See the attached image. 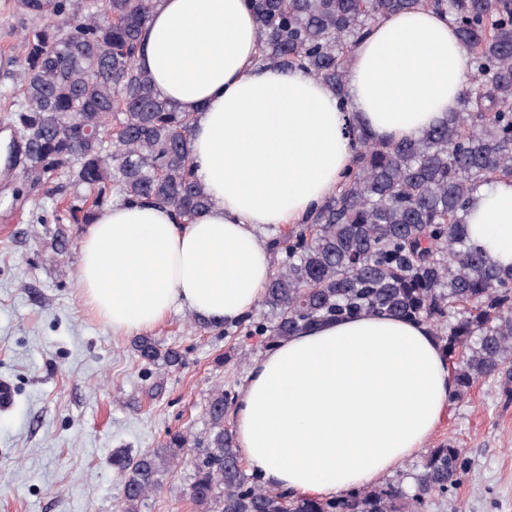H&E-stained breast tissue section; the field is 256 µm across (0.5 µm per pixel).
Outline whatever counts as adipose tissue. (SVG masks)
Instances as JSON below:
<instances>
[{"label":"adipose tissue","mask_w":512,"mask_h":512,"mask_svg":"<svg viewBox=\"0 0 512 512\" xmlns=\"http://www.w3.org/2000/svg\"><path fill=\"white\" fill-rule=\"evenodd\" d=\"M244 0H157L136 57L160 96L192 117V166L212 204L178 224L166 207L115 203L80 245L83 303L114 334H147L174 309L213 324L253 310L272 275L259 227L301 223L352 162L347 130L420 136L459 108L471 71L448 14L388 17L353 48L348 111L304 70L256 63ZM512 267V180L481 188L468 226ZM453 371L429 327L353 316L288 337L251 371L234 425L249 473L329 499L392 472L446 412Z\"/></svg>","instance_id":"ef3b65f1"}]
</instances>
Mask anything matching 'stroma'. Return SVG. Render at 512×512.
<instances>
[{
  "label": "stroma",
  "instance_id": "obj_1",
  "mask_svg": "<svg viewBox=\"0 0 512 512\" xmlns=\"http://www.w3.org/2000/svg\"><path fill=\"white\" fill-rule=\"evenodd\" d=\"M16 2L0 0V57H16L26 30L39 25L17 19ZM23 184L19 169L0 177V381L14 390L13 404L0 408V512H120L112 450L152 449L175 431L206 439L215 385L241 390L268 348L258 336L200 331L182 310L154 336L184 351V367L142 364L132 336L113 335L83 304L79 247L54 259L50 234L33 223L52 199L12 202ZM446 441L464 448L470 471L426 512H512V404L496 383L478 381L449 402L424 451ZM190 474L181 466L163 475L143 512H193Z\"/></svg>",
  "mask_w": 512,
  "mask_h": 512
}]
</instances>
